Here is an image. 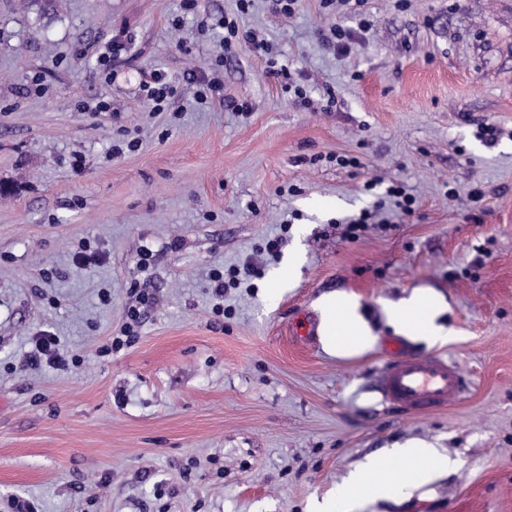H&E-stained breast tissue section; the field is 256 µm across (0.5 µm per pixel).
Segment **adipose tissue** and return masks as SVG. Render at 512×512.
I'll list each match as a JSON object with an SVG mask.
<instances>
[{"mask_svg": "<svg viewBox=\"0 0 512 512\" xmlns=\"http://www.w3.org/2000/svg\"><path fill=\"white\" fill-rule=\"evenodd\" d=\"M319 309L321 342L329 354L346 359L375 348L378 338L356 296L325 295L319 301ZM445 310L443 298L430 288L416 289L409 298L383 308L386 322L395 334L431 346L447 343L453 336L451 328L438 322ZM456 466V459L434 443L408 439L367 456L337 484L329 498L314 502L310 512H352L354 504L363 499L398 502L433 484Z\"/></svg>", "mask_w": 512, "mask_h": 512, "instance_id": "adipose-tissue-1", "label": "adipose tissue"}]
</instances>
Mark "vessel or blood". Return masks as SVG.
<instances>
[{"mask_svg":"<svg viewBox=\"0 0 512 512\" xmlns=\"http://www.w3.org/2000/svg\"><path fill=\"white\" fill-rule=\"evenodd\" d=\"M469 380L453 361L415 356L393 348L379 371L378 391L385 403L412 413L444 409L465 392Z\"/></svg>","mask_w":512,"mask_h":512,"instance_id":"obj_1","label":"vessel or blood"}]
</instances>
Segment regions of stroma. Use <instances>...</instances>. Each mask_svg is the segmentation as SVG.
Listing matches in <instances>:
<instances>
[{
    "label": "stroma",
    "instance_id": "obj_1",
    "mask_svg": "<svg viewBox=\"0 0 512 512\" xmlns=\"http://www.w3.org/2000/svg\"><path fill=\"white\" fill-rule=\"evenodd\" d=\"M180 4L0 0V512H308L410 438L457 469L359 512H512V0H300L289 18L270 0ZM224 17L265 50L224 51ZM336 25L348 54L323 42ZM219 54L224 100L199 105L187 74ZM156 70L177 86L164 112L140 91ZM397 184L413 211L344 238ZM84 243L103 263L74 264ZM247 265L260 276L216 315L210 273ZM417 288L445 297L456 335L405 349L471 384L408 414L375 385L399 341L382 303ZM336 290L367 311L373 351L342 360L292 335ZM134 306L138 335L112 350ZM44 331L80 365L21 369Z\"/></svg>",
    "mask_w": 512,
    "mask_h": 512
}]
</instances>
